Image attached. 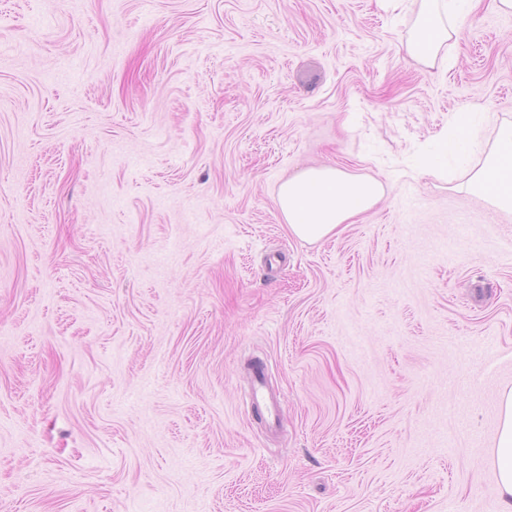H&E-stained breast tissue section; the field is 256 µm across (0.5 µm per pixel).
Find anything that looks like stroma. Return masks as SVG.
Instances as JSON below:
<instances>
[{
  "mask_svg": "<svg viewBox=\"0 0 512 512\" xmlns=\"http://www.w3.org/2000/svg\"><path fill=\"white\" fill-rule=\"evenodd\" d=\"M418 13L0 0V512H500L512 14L429 68ZM330 164L386 193L309 244L277 191ZM474 186L493 196L497 202L512 208V127L503 129L495 148L472 175Z\"/></svg>",
  "mask_w": 512,
  "mask_h": 512,
  "instance_id": "stroma-1",
  "label": "stroma"
}]
</instances>
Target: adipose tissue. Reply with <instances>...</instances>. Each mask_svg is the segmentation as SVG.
<instances>
[{
  "mask_svg": "<svg viewBox=\"0 0 512 512\" xmlns=\"http://www.w3.org/2000/svg\"><path fill=\"white\" fill-rule=\"evenodd\" d=\"M476 0H422L433 24L409 39L417 60L435 66L448 51V40L466 22ZM474 186L512 208V127L503 129L495 148L472 175ZM384 196L383 184L369 176H353L334 166L310 167L288 177L279 187L278 207L292 234L315 243L337 235ZM496 452L501 512H512V390L503 393Z\"/></svg>",
  "mask_w": 512,
  "mask_h": 512,
  "instance_id": "obj_1",
  "label": "adipose tissue"
}]
</instances>
